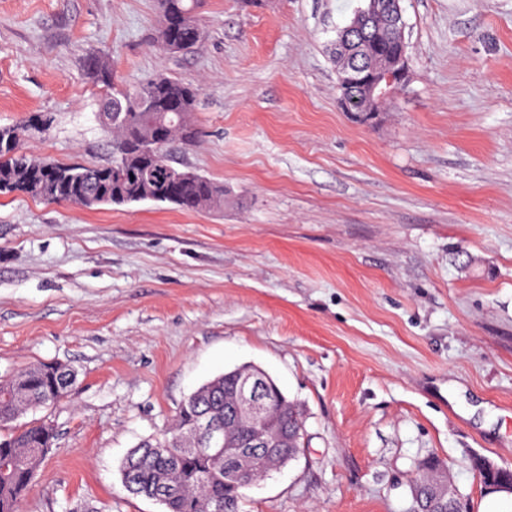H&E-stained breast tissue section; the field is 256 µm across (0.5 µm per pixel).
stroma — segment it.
<instances>
[{"mask_svg": "<svg viewBox=\"0 0 512 512\" xmlns=\"http://www.w3.org/2000/svg\"><path fill=\"white\" fill-rule=\"evenodd\" d=\"M362 0H204L194 53L156 43L157 0H0V126L22 149L111 161L112 89L201 87L170 155L223 184L197 213L0 194V379L73 365L22 512H164L120 465L225 371H266L303 416L298 457L242 512H409L423 461L470 512L474 468L512 470V0H403L410 79L342 111L331 48Z\"/></svg>", "mask_w": 512, "mask_h": 512, "instance_id": "1", "label": "stroma"}]
</instances>
